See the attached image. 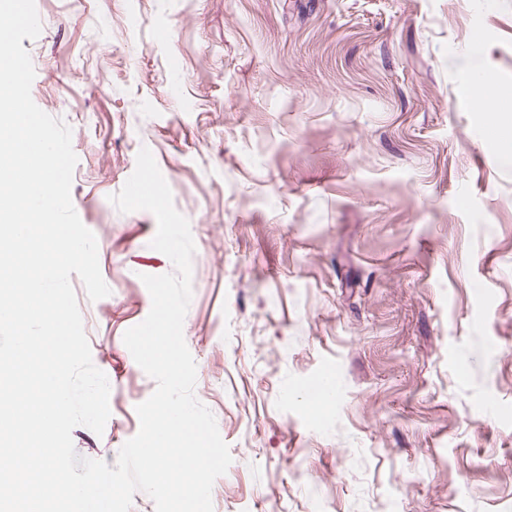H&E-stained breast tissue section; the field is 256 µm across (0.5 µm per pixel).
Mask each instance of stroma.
<instances>
[{"instance_id": "1", "label": "stroma", "mask_w": 512, "mask_h": 512, "mask_svg": "<svg viewBox=\"0 0 512 512\" xmlns=\"http://www.w3.org/2000/svg\"><path fill=\"white\" fill-rule=\"evenodd\" d=\"M31 95L72 129V277L114 464L156 382L123 342L172 272L108 200L149 148L196 245L185 342L232 463L214 512H512V0H35ZM166 32L158 40V32ZM335 374L327 404L308 399Z\"/></svg>"}]
</instances>
